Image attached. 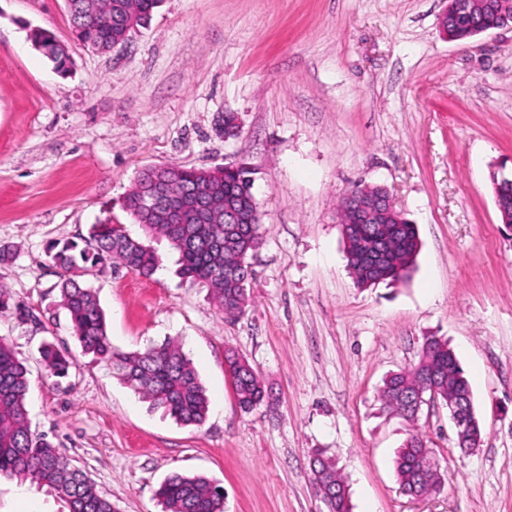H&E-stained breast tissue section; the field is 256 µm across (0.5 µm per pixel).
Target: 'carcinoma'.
Instances as JSON below:
<instances>
[{"label": "carcinoma", "instance_id": "cac0c4a2", "mask_svg": "<svg viewBox=\"0 0 512 512\" xmlns=\"http://www.w3.org/2000/svg\"><path fill=\"white\" fill-rule=\"evenodd\" d=\"M158 0H115L121 11L142 26L148 22ZM474 11L462 24L448 4V37L461 41L466 27L485 25L512 26V0H472ZM73 23L81 26L79 40L101 50L125 37L126 28L112 24L101 28L89 20ZM36 50L54 66L65 70L68 55L57 46L47 29L34 31ZM155 178L169 179L175 186H186L199 195H216L224 204L233 205L243 190L224 178V168H187L177 165L148 167L136 176L127 193L123 209L141 225L147 235L166 239L179 254V275L193 284L209 288L217 308L227 319L242 315L249 303L251 277L248 256L261 244V224H244L227 238L223 224H165L148 208L146 193ZM57 268L61 303L67 311L72 333L83 352L110 366L120 379L149 403L182 426H200L205 422L208 401L192 361L176 340H167L143 352H122L112 346L105 316L87 277L119 263L143 276L156 270V256L141 239L127 234L125 226L110 221L90 226L88 233L58 247L52 246ZM419 252L418 233L413 224H402L388 232L380 260L382 280L405 281ZM40 357L50 378H64L74 365L70 351L53 341L40 347ZM225 375L239 407L248 412L266 398L257 371L236 353L225 356ZM434 390L445 400L448 394L464 396L471 392L459 361L448 342L429 336L422 347L418 364L409 371L385 377L381 400L385 408L413 417L407 399L419 391ZM28 369L18 359L10 342L0 337V475L15 476L53 489L65 501L68 512H116L115 507L96 490L91 480L70 466L68 459L52 442L31 429L27 410ZM431 450L417 434H411L400 448L395 471L403 491L411 496L442 488L438 469L424 467ZM317 488H330L322 494L329 512H351L349 490L329 458H315L312 468ZM162 512H224V489L203 476L172 473L156 490Z\"/></svg>", "mask_w": 512, "mask_h": 512}]
</instances>
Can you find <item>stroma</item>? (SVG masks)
I'll use <instances>...</instances> for the list:
<instances>
[{"label": "stroma", "mask_w": 512, "mask_h": 512, "mask_svg": "<svg viewBox=\"0 0 512 512\" xmlns=\"http://www.w3.org/2000/svg\"><path fill=\"white\" fill-rule=\"evenodd\" d=\"M447 0H161L107 53L80 43L66 0H0V283L38 324L0 307V336L29 370L31 429L47 435L117 512H161L168 475L224 489V512H327L311 458L332 459L352 512H512V226L493 176L512 177V27L452 41ZM67 46L58 73L27 39ZM234 113L238 135L224 137ZM253 171L262 243L250 305L227 319L208 288L176 276L162 238L152 276L91 275L115 348L182 343L209 400L203 426L150 411L112 369L82 354L60 305L51 242L109 219L149 165ZM382 185L416 224L409 280L360 288L338 223L343 196ZM447 340L484 433L461 454L442 404L416 424L380 389L411 369L425 337ZM75 358L47 378L39 347ZM234 350L271 397L243 412L225 377ZM433 448L440 492L403 495L394 461L410 433ZM0 512H66L48 488L1 476Z\"/></svg>", "instance_id": "obj_1"}]
</instances>
